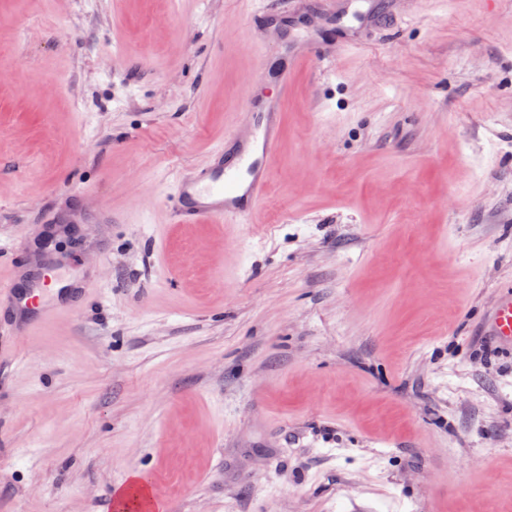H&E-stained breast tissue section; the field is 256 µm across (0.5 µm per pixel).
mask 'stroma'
I'll return each mask as SVG.
<instances>
[{
	"instance_id": "1",
	"label": "stroma",
	"mask_w": 512,
	"mask_h": 512,
	"mask_svg": "<svg viewBox=\"0 0 512 512\" xmlns=\"http://www.w3.org/2000/svg\"><path fill=\"white\" fill-rule=\"evenodd\" d=\"M296 70L252 224L164 198L247 118V0H0V267L49 242L80 314L0 319V512H512V0H372ZM110 209L112 221L93 223ZM512 287L501 289L496 306L490 314L486 333L501 348L512 350Z\"/></svg>"
}]
</instances>
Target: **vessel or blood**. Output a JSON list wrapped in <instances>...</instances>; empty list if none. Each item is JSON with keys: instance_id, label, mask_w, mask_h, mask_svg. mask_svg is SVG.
Returning a JSON list of instances; mask_svg holds the SVG:
<instances>
[{"instance_id": "1", "label": "vessel or blood", "mask_w": 512, "mask_h": 512, "mask_svg": "<svg viewBox=\"0 0 512 512\" xmlns=\"http://www.w3.org/2000/svg\"><path fill=\"white\" fill-rule=\"evenodd\" d=\"M365 0H352L351 8L337 7L336 0H320L318 9L326 20L344 27L346 18L362 20L368 12ZM273 10L261 7L252 19L260 76L277 86V94L249 103V120L225 132L223 144L213 149L208 161L178 177L169 193L171 219L176 224L224 221L249 223L265 196L278 155L288 86L292 68L301 60L319 56V46L309 35L284 33L277 44L267 40V20ZM86 293L84 281L63 288H18L0 284V308L13 314V329L31 333L40 323L75 313ZM486 333L501 348L512 350V289L500 290L490 314Z\"/></svg>"}]
</instances>
